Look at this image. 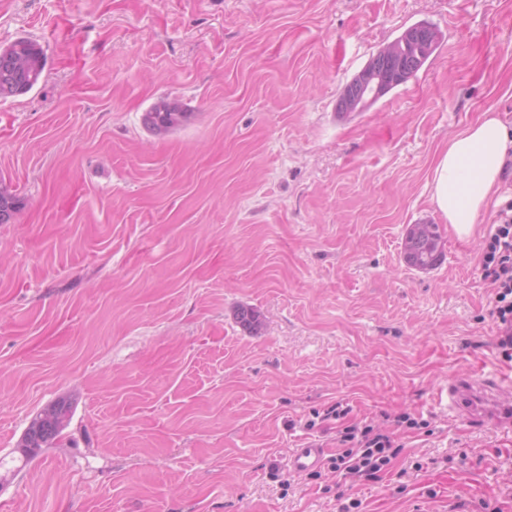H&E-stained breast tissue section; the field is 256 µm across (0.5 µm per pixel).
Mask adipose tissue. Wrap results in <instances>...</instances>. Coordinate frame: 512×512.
I'll list each match as a JSON object with an SVG mask.
<instances>
[{
  "mask_svg": "<svg viewBox=\"0 0 512 512\" xmlns=\"http://www.w3.org/2000/svg\"><path fill=\"white\" fill-rule=\"evenodd\" d=\"M511 159L512 126L488 112L449 139L434 167L431 200L459 238L471 237Z\"/></svg>",
  "mask_w": 512,
  "mask_h": 512,
  "instance_id": "1",
  "label": "adipose tissue"
}]
</instances>
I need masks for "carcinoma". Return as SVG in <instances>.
<instances>
[{
  "mask_svg": "<svg viewBox=\"0 0 512 512\" xmlns=\"http://www.w3.org/2000/svg\"><path fill=\"white\" fill-rule=\"evenodd\" d=\"M439 39L438 32L432 27L419 24L407 28L396 40L398 52L394 55L381 51L372 56L363 72L375 71L391 77L398 71L414 76L427 62ZM31 40L20 38L10 44L17 51V57L24 60L25 71L5 78L0 72V99L25 94L38 84L46 67L43 50L30 49ZM359 76L348 82L337 102V111L353 112L350 106L352 98L359 93ZM191 117L184 105L177 99L168 97L155 102L143 115V124L150 131L168 133ZM403 257L406 264L418 271L434 269L443 258L442 237L435 224H412L408 227L404 240ZM71 406L59 401L48 405L36 414L23 438L24 448H50L60 444L62 432L70 424Z\"/></svg>",
  "mask_w": 512,
  "mask_h": 512,
  "instance_id": "obj_1",
  "label": "carcinoma"
}]
</instances>
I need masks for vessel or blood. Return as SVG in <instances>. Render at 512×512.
Returning <instances> with one entry per match:
<instances>
[{"label":"vessel or blood","instance_id":"b4317fda","mask_svg":"<svg viewBox=\"0 0 512 512\" xmlns=\"http://www.w3.org/2000/svg\"><path fill=\"white\" fill-rule=\"evenodd\" d=\"M512 388V377L500 374H471L456 377L448 383V407L461 413L469 421L490 424L497 428L512 426V410L502 401V394ZM325 449L317 441H308L303 447L291 449L288 469L295 473L318 469L324 460Z\"/></svg>","mask_w":512,"mask_h":512}]
</instances>
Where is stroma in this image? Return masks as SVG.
<instances>
[{
    "mask_svg": "<svg viewBox=\"0 0 512 512\" xmlns=\"http://www.w3.org/2000/svg\"><path fill=\"white\" fill-rule=\"evenodd\" d=\"M421 23L441 40L418 73L337 112ZM19 38L47 65L0 100L24 200L0 224V512H512V432L448 409L454 376H512L480 268L512 165L470 239L430 201L449 138L512 125V0H0V45ZM164 97L192 118L158 135ZM422 223L428 272L403 259ZM62 398L60 447L25 460ZM339 401L346 420L305 429ZM364 423L399 445L390 473L289 471ZM403 257L410 268L422 272L434 269L443 258L442 237L438 226L410 225L405 235ZM71 406L65 401L55 402L43 408L33 418L23 438L22 448H50L59 445L62 432L70 424ZM27 453L30 455L35 454ZM326 448L315 440L308 441L302 448H293L288 454V469L303 473L318 469L324 460Z\"/></svg>",
    "mask_w": 512,
    "mask_h": 512,
    "instance_id": "obj_1",
    "label": "stroma"
}]
</instances>
